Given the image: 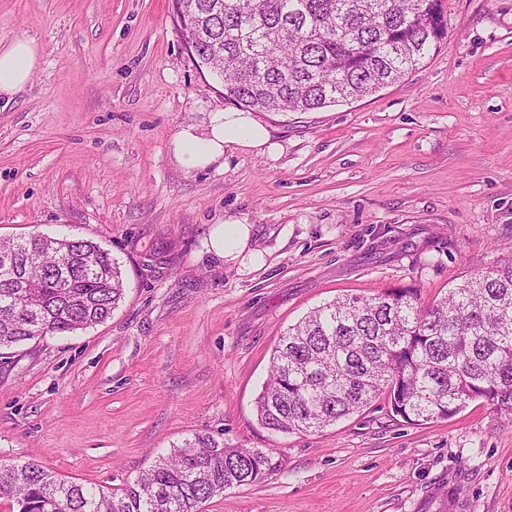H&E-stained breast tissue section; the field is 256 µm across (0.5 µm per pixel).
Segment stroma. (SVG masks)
I'll return each mask as SVG.
<instances>
[{"mask_svg": "<svg viewBox=\"0 0 512 512\" xmlns=\"http://www.w3.org/2000/svg\"><path fill=\"white\" fill-rule=\"evenodd\" d=\"M440 51L401 81L311 112H260L276 145L178 167L180 125L226 108L173 0H0V40L42 62L0 97V238L97 242L111 318L0 349V462L119 492L196 434L275 468L203 512H512V425L481 402L410 425L385 398L275 435L255 401L288 327L343 296L423 305L512 258V0H448ZM251 225L240 257L211 225Z\"/></svg>", "mask_w": 512, "mask_h": 512, "instance_id": "obj_1", "label": "stroma"}]
</instances>
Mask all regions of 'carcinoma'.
I'll use <instances>...</instances> for the list:
<instances>
[{
	"label": "carcinoma",
	"instance_id": "cac0c4a2",
	"mask_svg": "<svg viewBox=\"0 0 512 512\" xmlns=\"http://www.w3.org/2000/svg\"><path fill=\"white\" fill-rule=\"evenodd\" d=\"M195 60L224 95L258 112H310L394 84L448 41L447 0H183ZM0 348L106 321L124 298L118 263L84 238L0 241ZM386 396L408 424L473 401L512 421V259L430 306L413 288L342 297L288 328L255 402L258 422L316 433ZM274 469L272 449L198 434L116 494L0 463L18 512H201Z\"/></svg>",
	"mask_w": 512,
	"mask_h": 512
}]
</instances>
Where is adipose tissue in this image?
Listing matches in <instances>:
<instances>
[{
    "label": "adipose tissue",
    "mask_w": 512,
    "mask_h": 512,
    "mask_svg": "<svg viewBox=\"0 0 512 512\" xmlns=\"http://www.w3.org/2000/svg\"><path fill=\"white\" fill-rule=\"evenodd\" d=\"M41 63V49L32 39L0 41V96L21 91ZM270 143L268 129L251 113L218 110L208 113L204 128L188 125L170 141L174 161L188 173L207 169L223 158L226 148L261 152ZM251 233L249 225L227 221L212 225L205 246L222 259H236Z\"/></svg>",
    "instance_id": "obj_1"
}]
</instances>
